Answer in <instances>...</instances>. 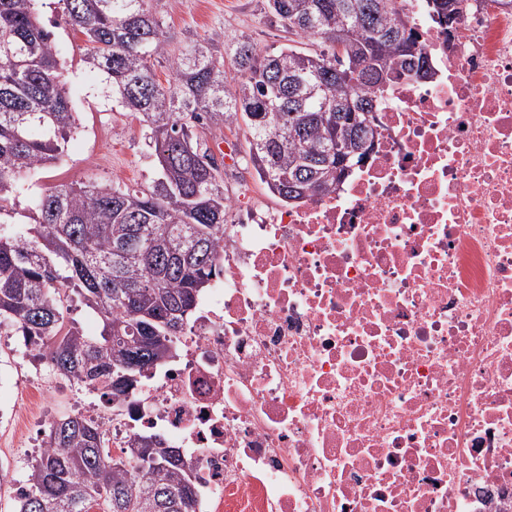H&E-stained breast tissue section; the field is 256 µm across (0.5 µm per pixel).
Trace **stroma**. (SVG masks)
<instances>
[{"instance_id":"1","label":"stroma","mask_w":512,"mask_h":512,"mask_svg":"<svg viewBox=\"0 0 512 512\" xmlns=\"http://www.w3.org/2000/svg\"><path fill=\"white\" fill-rule=\"evenodd\" d=\"M151 8L161 18L175 51L182 49L190 36L220 41L245 34L264 52L277 51L289 39L277 20L266 14L265 0H152ZM54 33L81 126L63 160L30 177L24 191L16 195L15 203L21 209L32 207L40 192L55 184L97 181L136 186L157 177L145 124L113 104L103 76L83 67L86 45L82 36L62 22ZM18 346V338L0 337V512L15 509V488L31 453L27 428L58 419L64 414V405L91 397L90 392L76 390L58 377L49 393L20 414H13L17 396L8 378Z\"/></svg>"}]
</instances>
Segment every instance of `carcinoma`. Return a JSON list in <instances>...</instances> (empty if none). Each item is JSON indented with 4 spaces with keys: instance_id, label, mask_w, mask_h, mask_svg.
Returning a JSON list of instances; mask_svg holds the SVG:
<instances>
[{
    "instance_id": "carcinoma-1",
    "label": "carcinoma",
    "mask_w": 512,
    "mask_h": 512,
    "mask_svg": "<svg viewBox=\"0 0 512 512\" xmlns=\"http://www.w3.org/2000/svg\"><path fill=\"white\" fill-rule=\"evenodd\" d=\"M37 2L0 0V324L53 373L109 402L172 358V338L220 272L227 197L220 164L193 128L244 123L260 181L288 204L336 187L340 159L356 166L372 150L359 126L376 98L421 78L403 48L426 75L432 66L405 0H266L289 33L324 44L272 54L244 35L222 52L212 38H191L173 53L150 0H50L84 37L85 67L145 123L159 178L152 187L58 184L19 215L10 197L56 164L78 129ZM424 2L441 26L461 16L462 0ZM71 297L100 318L99 335L66 321ZM22 483L15 512H199L180 449L140 436L116 456L81 414L50 424Z\"/></svg>"
}]
</instances>
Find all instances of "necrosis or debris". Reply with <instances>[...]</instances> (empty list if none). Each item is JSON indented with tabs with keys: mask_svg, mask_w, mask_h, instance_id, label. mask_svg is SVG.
I'll return each mask as SVG.
<instances>
[{
	"mask_svg": "<svg viewBox=\"0 0 512 512\" xmlns=\"http://www.w3.org/2000/svg\"><path fill=\"white\" fill-rule=\"evenodd\" d=\"M408 6L433 78L337 190L228 199L175 358L79 407L182 449L200 512H512V0ZM427 13L447 31L458 22L462 13V0H424Z\"/></svg>",
	"mask_w": 512,
	"mask_h": 512,
	"instance_id": "necrosis-or-debris-1",
	"label": "necrosis or debris"
}]
</instances>
